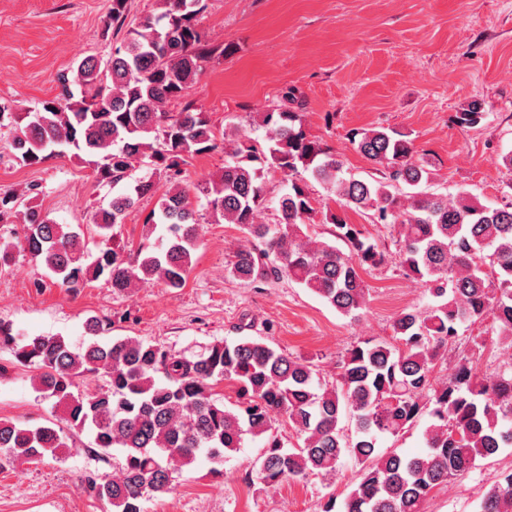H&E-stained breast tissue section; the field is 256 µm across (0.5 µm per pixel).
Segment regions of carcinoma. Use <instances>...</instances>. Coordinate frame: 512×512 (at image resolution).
<instances>
[{
  "instance_id": "carcinoma-1",
  "label": "carcinoma",
  "mask_w": 512,
  "mask_h": 512,
  "mask_svg": "<svg viewBox=\"0 0 512 512\" xmlns=\"http://www.w3.org/2000/svg\"><path fill=\"white\" fill-rule=\"evenodd\" d=\"M159 3L161 12L127 29L128 0H112L109 25L124 36L108 61L82 59L36 112L0 111V122L8 118L17 127L10 147L25 166L69 149L88 157L97 179L118 184L135 163L148 161L153 176L135 180L93 215L107 231L137 200L156 198L145 242L127 254L106 239L90 262L71 226L36 205L21 211L16 196L0 195V224L25 225L21 250L72 294L104 274L118 294L153 283L181 288L201 246L199 224L224 222L247 239L229 269L237 279L286 276L356 318L369 291L360 271L395 262L432 303L400 312L392 340L367 339L348 349L331 381L313 361L254 338L214 342L191 357L132 337L102 342L106 323L96 317L86 320L89 339L77 349L62 336L21 338L0 324V350L33 367L35 391L54 401L70 430L91 436L92 449L112 456V476H88L83 484L108 512H144V502L168 492L201 455L209 473L224 475V462L248 436L266 448L257 461L266 487L329 478L345 456L355 462L347 492L330 496L321 512H422L433 489L512 446V203L486 206L466 190L451 198L428 192L430 164L416 158L405 135L384 128L350 131V143L376 171L352 176L307 135L300 113L278 107L260 115L264 141L243 135L224 144V171L199 188L205 204H195L175 176L185 158L218 144L189 91L209 63L236 46L203 39L198 17L207 0ZM172 102L183 103L180 111L167 110ZM483 118L477 101L455 115L461 126ZM275 173L288 188L276 223L261 224ZM312 180L329 192L325 200L311 196ZM319 204L346 250L305 232ZM349 211L370 212L377 223L398 228L395 251L370 241L349 222ZM488 319L509 360L489 376L465 358L443 372L459 327ZM221 383L234 400L216 396ZM425 414L423 452H380L381 436H397ZM345 418L354 425L350 435L340 426ZM281 420L296 431L297 444L282 440ZM68 439L53 423L0 419V464L65 459ZM480 512H512V470L496 476Z\"/></svg>"
}]
</instances>
